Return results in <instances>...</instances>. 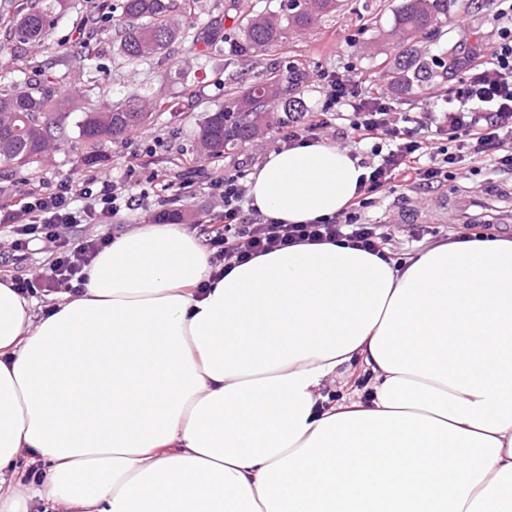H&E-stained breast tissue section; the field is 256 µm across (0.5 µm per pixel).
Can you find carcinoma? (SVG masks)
Instances as JSON below:
<instances>
[{
	"label": "carcinoma",
	"mask_w": 512,
	"mask_h": 512,
	"mask_svg": "<svg viewBox=\"0 0 512 512\" xmlns=\"http://www.w3.org/2000/svg\"><path fill=\"white\" fill-rule=\"evenodd\" d=\"M104 20L119 13L113 41L127 64L136 68L165 56L171 45L191 42L190 29L182 20L191 18L200 0H86ZM338 0H299L284 11L267 10L248 17L241 26V37L234 52L252 55L280 43L290 31L309 28L322 16L335 11ZM68 9V0H6L0 7V166L23 168L41 162L54 148L64 121L80 113L76 122L78 138L93 147L119 136L139 133L156 112L170 109L169 101L139 88L123 102L107 107H77L71 97L58 93L62 85L79 82L91 92L103 72L101 60L109 40L86 42L81 51L82 67L74 72L68 60L56 61L42 73V80L31 82L26 69L25 45L46 40ZM436 0H404L396 11L391 34L401 39L403 49L382 77L396 89H407L430 77L427 63L408 43L427 33L437 23ZM205 49L196 52V70H206L223 52L224 18L213 17L208 24ZM302 72L288 66V84L283 77L270 75L254 83L235 98L229 110L206 113L196 138V149L208 157H222L260 135L273 119L270 107L280 106L288 117H300L306 106L299 97Z\"/></svg>",
	"instance_id": "obj_1"
}]
</instances>
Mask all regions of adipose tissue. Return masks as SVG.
<instances>
[{"label":"adipose tissue","instance_id":"obj_1","mask_svg":"<svg viewBox=\"0 0 512 512\" xmlns=\"http://www.w3.org/2000/svg\"><path fill=\"white\" fill-rule=\"evenodd\" d=\"M362 174L275 150L248 197L304 224ZM34 307L0 281V512H512V240L300 244L216 277L145 224ZM354 363L363 392L329 401Z\"/></svg>","mask_w":512,"mask_h":512}]
</instances>
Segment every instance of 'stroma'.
I'll return each mask as SVG.
<instances>
[{
    "label": "stroma",
    "mask_w": 512,
    "mask_h": 512,
    "mask_svg": "<svg viewBox=\"0 0 512 512\" xmlns=\"http://www.w3.org/2000/svg\"><path fill=\"white\" fill-rule=\"evenodd\" d=\"M73 8L44 45L32 48L31 54L42 62L53 61L66 55L71 62L80 57L81 28L87 22L83 0H73ZM286 0H202L193 22L198 34H205L210 17L230 12L224 23L226 43L239 37L233 19L253 10L279 9ZM402 0H339L335 13L319 19L310 28L288 33L278 46L254 56L237 57L218 55L206 72L180 82L175 67L194 66L195 60L189 47L174 44L167 60L152 62L130 69L121 54L109 50L103 58L104 74L94 91L95 101L111 104L122 101L134 88L148 85L170 95L171 111L159 113L154 122L139 134L115 139L93 149L96 163L83 164L87 145L63 142L48 161L23 169L0 167V206L13 202L19 196L30 193L53 191L63 182L74 189H81L85 180L100 174L110 175L117 191L126 192L129 187L127 171L137 167V177L142 188L150 194L146 209L131 213L120 212L115 223L91 224L85 227L88 235L113 236L134 230L144 224H154L159 214L178 213L182 227L208 220L212 211L222 209L218 196L212 195L205 182H198L190 195L181 197L174 191L161 190L151 185V173L160 178L174 179L180 171L201 165L206 171H214L238 163L254 167L277 147L274 129H267L246 145L230 151L212 161L195 150L198 125L205 113L229 108L233 92H244L255 81L270 73H285L287 65L294 64L307 74L321 70H335L366 80L374 89L393 95L398 107L404 112L417 111L428 97L430 88L445 90L453 87L461 76L459 70L447 68L449 57H463L469 50L486 46L495 38V4L493 0H443L438 23L431 33L420 37L418 46L424 53L433 73L426 89L417 88L393 93L381 78L380 64L393 60L396 49L386 32L393 23V14ZM512 190V174L495 173L485 169L474 173L460 171L455 177L433 188H400L395 193L378 196L374 206L365 211L363 221L385 223L394 206L410 202L426 212V224L438 228V236L427 235L422 241L411 238L412 225L396 227V245L391 249L393 259L420 254L435 239L450 238L449 223H479L490 221L492 236L512 239V219L502 212L495 199L497 193ZM471 198L470 208L463 213L450 211L446 222H436L428 209L433 201L451 202L454 198Z\"/></svg>",
    "instance_id": "stroma-1"
}]
</instances>
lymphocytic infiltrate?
Listing matches in <instances>:
<instances>
[{
	"label": "lymphocytic infiltrate",
	"mask_w": 512,
	"mask_h": 512,
	"mask_svg": "<svg viewBox=\"0 0 512 512\" xmlns=\"http://www.w3.org/2000/svg\"><path fill=\"white\" fill-rule=\"evenodd\" d=\"M499 2L494 46L490 52L476 50L465 56L463 75L450 91L452 108L400 115L390 97L363 87L353 77L317 72L315 81L324 96L320 110L280 125L277 142L283 148L314 143L334 121H346L345 137L370 151L369 157L359 160L366 174L355 197L335 215L306 224H281L249 207L244 169L217 174L210 188L222 199L224 209L200 225L198 232L214 275L259 254L302 243L345 241L383 253L386 232L381 225L361 220L377 193L399 184L430 188L462 169L488 167L512 173V0ZM82 195L84 204L75 206L73 188L64 183L54 193L31 194L0 207V224L13 235L14 260L25 258L31 244L51 245L47 267L34 277L16 278L17 288L29 292L84 284L86 267L110 238L71 240L60 236L59 227L108 224L121 211L145 208L149 199L145 190L116 193L104 176L92 178Z\"/></svg>",
	"instance_id": "lymphocytic-infiltrate-1"
}]
</instances>
